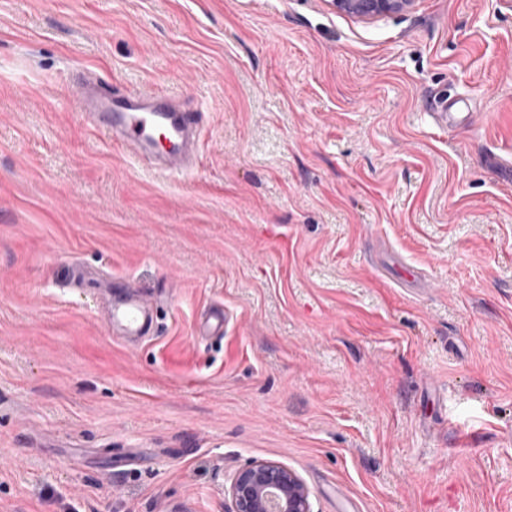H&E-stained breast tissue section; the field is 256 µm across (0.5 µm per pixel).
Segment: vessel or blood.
<instances>
[{
  "mask_svg": "<svg viewBox=\"0 0 512 512\" xmlns=\"http://www.w3.org/2000/svg\"><path fill=\"white\" fill-rule=\"evenodd\" d=\"M79 119L106 141L147 157L152 169L176 176L191 170L198 158L199 125L195 113L175 108L157 93H126L102 88L89 77L79 94ZM149 306L137 291H129L113 316L131 333H144ZM224 333V310L215 306L198 325V336Z\"/></svg>",
  "mask_w": 512,
  "mask_h": 512,
  "instance_id": "vessel-or-blood-1",
  "label": "vessel or blood"
}]
</instances>
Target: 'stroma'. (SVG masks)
<instances>
[{
	"instance_id": "35a3bbf8",
	"label": "stroma",
	"mask_w": 512,
	"mask_h": 512,
	"mask_svg": "<svg viewBox=\"0 0 512 512\" xmlns=\"http://www.w3.org/2000/svg\"><path fill=\"white\" fill-rule=\"evenodd\" d=\"M89 71L197 113L194 172L82 125ZM251 461L512 512V0H0V512H224ZM415 0H333L338 10L356 14L365 19L402 12ZM149 305L136 290L131 289L122 302L113 308V317L124 324L129 333H144L148 325ZM224 333V309L215 306L211 307L205 317L198 325L197 336L203 339L205 336H220Z\"/></svg>"
}]
</instances>
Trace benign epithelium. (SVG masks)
<instances>
[{
	"instance_id": "7a95c632",
	"label": "benign epithelium",
	"mask_w": 512,
	"mask_h": 512,
	"mask_svg": "<svg viewBox=\"0 0 512 512\" xmlns=\"http://www.w3.org/2000/svg\"><path fill=\"white\" fill-rule=\"evenodd\" d=\"M415 0H333L337 9L365 19L402 12ZM228 512H313L310 492L292 471L271 461H251L231 478Z\"/></svg>"
}]
</instances>
